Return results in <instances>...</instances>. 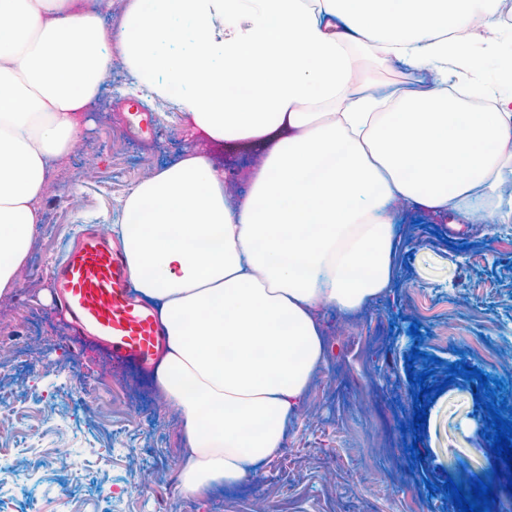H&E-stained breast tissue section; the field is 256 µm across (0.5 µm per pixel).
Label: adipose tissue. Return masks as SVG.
Listing matches in <instances>:
<instances>
[{
	"label": "adipose tissue",
	"instance_id": "ef3b65f1",
	"mask_svg": "<svg viewBox=\"0 0 512 512\" xmlns=\"http://www.w3.org/2000/svg\"><path fill=\"white\" fill-rule=\"evenodd\" d=\"M502 0H128L107 38L70 0H0V295L40 222L47 162L67 156L113 51L133 92L175 100L204 143L135 186L121 252L168 350L155 384L179 410L195 496L275 458L325 363L323 315L392 288L389 207L445 212L512 179V32ZM195 39L173 42L182 30ZM485 43L500 66L476 79ZM370 46L411 88L356 78ZM259 152L235 205L225 184Z\"/></svg>",
	"mask_w": 512,
	"mask_h": 512
}]
</instances>
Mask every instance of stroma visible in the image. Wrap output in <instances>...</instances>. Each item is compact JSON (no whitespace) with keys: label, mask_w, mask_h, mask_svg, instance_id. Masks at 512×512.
<instances>
[{"label":"stroma","mask_w":512,"mask_h":512,"mask_svg":"<svg viewBox=\"0 0 512 512\" xmlns=\"http://www.w3.org/2000/svg\"><path fill=\"white\" fill-rule=\"evenodd\" d=\"M112 78L45 182L30 254L0 296V512H449L445 480L472 477L491 479L497 501L511 497L507 478L489 476L485 410L468 380L446 374L465 358L490 378L512 376L511 184L501 198L422 215L417 238L398 246L394 288L354 315L329 316L327 362L277 457L235 490H178L169 479L185 452L177 408L151 372L127 382L60 316L50 278L31 277L62 260L83 226H120L130 190L185 149L184 112L140 99L123 62ZM413 371L442 389L427 401L418 462L398 447L413 420Z\"/></svg>","instance_id":"35a3bbf8"}]
</instances>
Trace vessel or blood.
Wrapping results in <instances>:
<instances>
[{
    "mask_svg": "<svg viewBox=\"0 0 512 512\" xmlns=\"http://www.w3.org/2000/svg\"><path fill=\"white\" fill-rule=\"evenodd\" d=\"M63 310L93 336L115 365L149 370L164 347L153 313L134 298L127 266L113 252L106 226L83 233L55 269Z\"/></svg>",
    "mask_w": 512,
    "mask_h": 512,
    "instance_id": "vessel-or-blood-1",
    "label": "vessel or blood"
}]
</instances>
